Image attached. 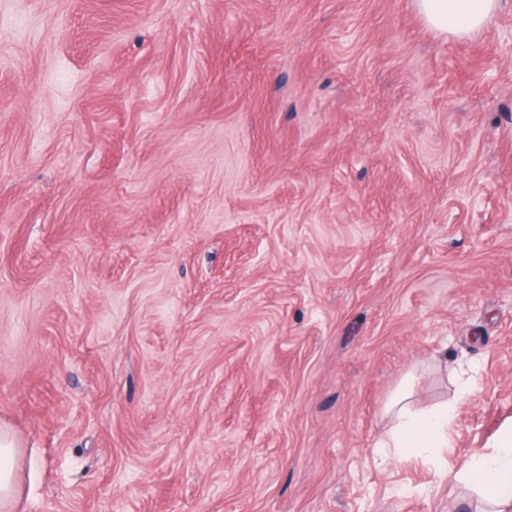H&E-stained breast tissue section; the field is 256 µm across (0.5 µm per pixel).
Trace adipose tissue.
<instances>
[{"mask_svg":"<svg viewBox=\"0 0 512 512\" xmlns=\"http://www.w3.org/2000/svg\"><path fill=\"white\" fill-rule=\"evenodd\" d=\"M500 0H414L423 21L441 35L459 38L483 29L496 13ZM395 423L380 440L383 448L404 451L430 448L442 453L450 445L455 409L444 406L423 414L412 410L406 396L392 405ZM16 442L0 429V512H13L19 492L15 469ZM445 477L453 483L469 485L491 503L512 502V429L502 432L490 451L471 456L460 465L447 468Z\"/></svg>","mask_w":512,"mask_h":512,"instance_id":"adipose-tissue-1","label":"adipose tissue"}]
</instances>
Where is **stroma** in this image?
<instances>
[{"instance_id":"stroma-1","label":"stroma","mask_w":512,"mask_h":512,"mask_svg":"<svg viewBox=\"0 0 512 512\" xmlns=\"http://www.w3.org/2000/svg\"><path fill=\"white\" fill-rule=\"evenodd\" d=\"M510 426L512 0H0L16 512H478ZM501 0H414L423 21L440 35L463 38L483 29ZM407 399V395L402 394L392 404L395 423L375 448H395L396 452L407 448H432L436 454L451 448L450 430L455 407L446 405L423 414L413 411ZM449 482L469 485L490 503L504 506L512 500V429L498 437L490 451L471 456L444 471ZM511 492V496H510Z\"/></svg>"}]
</instances>
